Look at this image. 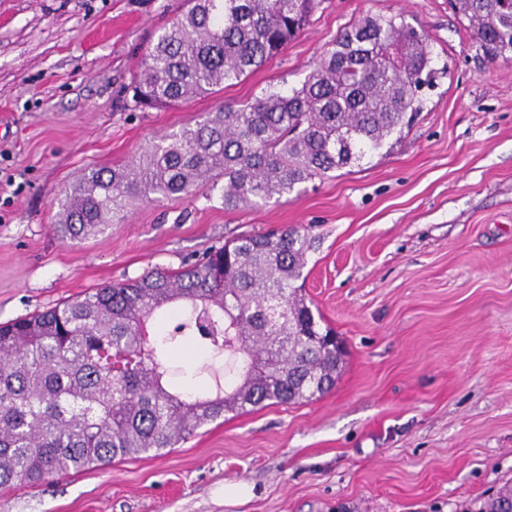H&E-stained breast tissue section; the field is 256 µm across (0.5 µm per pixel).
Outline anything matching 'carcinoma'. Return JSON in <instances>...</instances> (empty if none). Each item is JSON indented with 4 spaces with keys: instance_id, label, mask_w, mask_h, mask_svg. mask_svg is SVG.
Instances as JSON below:
<instances>
[{
    "instance_id": "obj_1",
    "label": "carcinoma",
    "mask_w": 512,
    "mask_h": 512,
    "mask_svg": "<svg viewBox=\"0 0 512 512\" xmlns=\"http://www.w3.org/2000/svg\"><path fill=\"white\" fill-rule=\"evenodd\" d=\"M491 62L512 59V0H449ZM320 0H187L150 40L126 86L137 109L187 103L279 55ZM430 36L367 15L323 52L301 86L272 90L89 172L58 197L70 240L95 236L138 203L189 197L224 179V207L257 206L351 166L422 110L435 77ZM311 249L296 228L214 246L0 324V489L176 448L225 415L299 404L336 384L341 341L296 282ZM192 342L241 358L242 383L208 395L171 389L164 363ZM474 512H512V483Z\"/></svg>"
}]
</instances>
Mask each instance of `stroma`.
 Here are the masks:
<instances>
[{
    "mask_svg": "<svg viewBox=\"0 0 512 512\" xmlns=\"http://www.w3.org/2000/svg\"><path fill=\"white\" fill-rule=\"evenodd\" d=\"M185 0H0V323L102 284L177 269L242 234L295 227L304 288L347 355L335 387L203 427L180 447L0 490V512H463L512 480V60L490 62L448 0H323L261 69L189 104L123 88ZM423 27L443 75L393 147L267 204L221 188L142 204L86 240L59 190L123 165L219 103L300 86L366 15ZM170 383L212 392L187 344ZM249 498L227 501L225 486Z\"/></svg>",
    "mask_w": 512,
    "mask_h": 512,
    "instance_id": "35a3bbf8",
    "label": "stroma"
}]
</instances>
